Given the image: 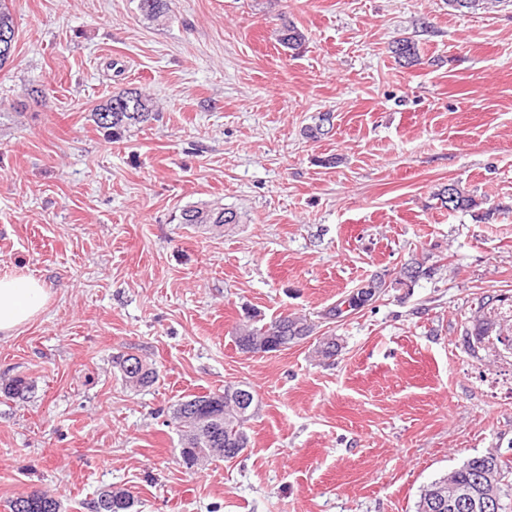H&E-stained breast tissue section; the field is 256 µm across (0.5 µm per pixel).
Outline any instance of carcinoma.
I'll return each mask as SVG.
<instances>
[{
    "label": "carcinoma",
    "mask_w": 512,
    "mask_h": 512,
    "mask_svg": "<svg viewBox=\"0 0 512 512\" xmlns=\"http://www.w3.org/2000/svg\"><path fill=\"white\" fill-rule=\"evenodd\" d=\"M139 9L145 19L156 22L167 15L168 0H139ZM392 53L408 66L420 59L418 45L410 37L396 40ZM92 116L99 127L112 130V138L118 139L127 128L149 122L155 118L156 113L152 98L135 90H123L113 93L98 104L92 110ZM438 196L450 211H470L478 206L476 199L462 191L456 183L451 188L443 187ZM181 219L185 224H215L219 227L239 223L235 211L208 205H193L183 209ZM431 274L432 268H425L419 262H410L391 281L383 276L374 277L363 284V289L348 294L331 308L328 317L341 316L345 306L350 311L363 307L386 289L401 284L403 279L408 280L412 287L419 279ZM313 331L314 325L307 323V319L281 313L259 326L246 324L240 327L235 343L241 349L244 344L252 343L254 338L286 336L288 343L295 345L296 337L310 336ZM491 333L492 324L476 322L474 331L466 333V336L473 337L468 347L475 349L489 346ZM125 362L122 355L114 361L123 381L135 387H147L154 383L156 370L152 365L139 360L143 372L134 376L126 372ZM231 409V400L222 393L194 396L176 405L173 417L179 427L183 428L185 442L180 448V455L186 465L194 467L214 456L233 459L235 455L226 454L225 449L236 448L238 441L248 444L246 424L250 417L232 414ZM486 482L500 490L504 512H512V457L493 453L470 457L450 474L423 486L416 512H454L448 506L440 507L439 501L444 499L450 504L465 491L477 494ZM26 496L30 498L29 512H61V501L50 493L35 489L27 492ZM136 505L137 500L128 491L106 488L98 493L92 509L93 512H137Z\"/></svg>",
    "instance_id": "cac0c4a2"
}]
</instances>
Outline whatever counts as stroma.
I'll return each mask as SVG.
<instances>
[{
	"label": "stroma",
	"mask_w": 512,
	"mask_h": 512,
	"mask_svg": "<svg viewBox=\"0 0 512 512\" xmlns=\"http://www.w3.org/2000/svg\"><path fill=\"white\" fill-rule=\"evenodd\" d=\"M9 7L0 273L51 297L0 338V512L34 488L91 512L108 487L139 512H416L465 459L512 455V353L464 343L483 314L512 336V5L170 0L160 22L139 0ZM287 24L300 46L280 44ZM402 37L419 64L395 61ZM126 89L158 114L116 139L91 111ZM451 182L478 208L442 207ZM201 204L240 221L181 223ZM413 259L431 276L326 319ZM249 312L315 330L247 355ZM126 353L153 385H125ZM17 376L28 398L4 395ZM231 384L255 394L248 448L187 468L175 406ZM125 355H119L113 360L115 367L121 373L122 380L125 383H129L135 387H147L152 385L156 379V370L152 366V364H148L146 361L142 360L140 357L138 358V363H141V368L143 369L142 374L139 376L129 375L125 370V362L128 359H124Z\"/></svg>",
	"instance_id": "stroma-1"
}]
</instances>
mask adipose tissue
<instances>
[{"label":"adipose tissue","mask_w":512,"mask_h":512,"mask_svg":"<svg viewBox=\"0 0 512 512\" xmlns=\"http://www.w3.org/2000/svg\"><path fill=\"white\" fill-rule=\"evenodd\" d=\"M49 288L30 275H0V335L10 336L45 308Z\"/></svg>","instance_id":"adipose-tissue-1"}]
</instances>
